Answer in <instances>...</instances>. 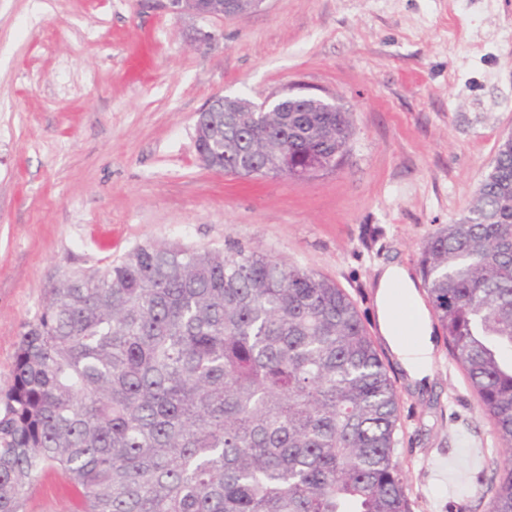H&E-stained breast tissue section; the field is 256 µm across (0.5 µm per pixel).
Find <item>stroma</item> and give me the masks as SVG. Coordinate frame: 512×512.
Masks as SVG:
<instances>
[{"label": "stroma", "instance_id": "1", "mask_svg": "<svg viewBox=\"0 0 512 512\" xmlns=\"http://www.w3.org/2000/svg\"><path fill=\"white\" fill-rule=\"evenodd\" d=\"M333 96L343 164L297 181L206 169L195 119L218 94ZM512 133V0H264L236 19L159 0H0V390L19 336L72 272L157 242L239 245L328 277L387 344L374 275L471 205ZM429 381L392 356L395 460L413 512H486L504 459L442 334ZM24 512H82L46 469Z\"/></svg>", "mask_w": 512, "mask_h": 512}]
</instances>
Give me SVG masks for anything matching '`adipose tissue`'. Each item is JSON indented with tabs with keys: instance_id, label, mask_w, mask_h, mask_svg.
<instances>
[{
	"instance_id": "1",
	"label": "adipose tissue",
	"mask_w": 512,
	"mask_h": 512,
	"mask_svg": "<svg viewBox=\"0 0 512 512\" xmlns=\"http://www.w3.org/2000/svg\"><path fill=\"white\" fill-rule=\"evenodd\" d=\"M374 301L380 330L408 380L414 384L426 383L435 351L432 326L408 269L397 263L379 268ZM402 301L412 314L411 322L403 329L395 320V309Z\"/></svg>"
}]
</instances>
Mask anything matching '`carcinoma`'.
I'll use <instances>...</instances> for the list:
<instances>
[{
	"instance_id": "carcinoma-1",
	"label": "carcinoma",
	"mask_w": 512,
	"mask_h": 512,
	"mask_svg": "<svg viewBox=\"0 0 512 512\" xmlns=\"http://www.w3.org/2000/svg\"><path fill=\"white\" fill-rule=\"evenodd\" d=\"M350 113L226 112L206 165L308 179L348 152ZM452 360L498 444L488 512H512V138L473 204L420 246ZM399 403L356 305L258 250L136 246L74 272L22 331L0 391V512L44 466L83 512H411Z\"/></svg>"
}]
</instances>
